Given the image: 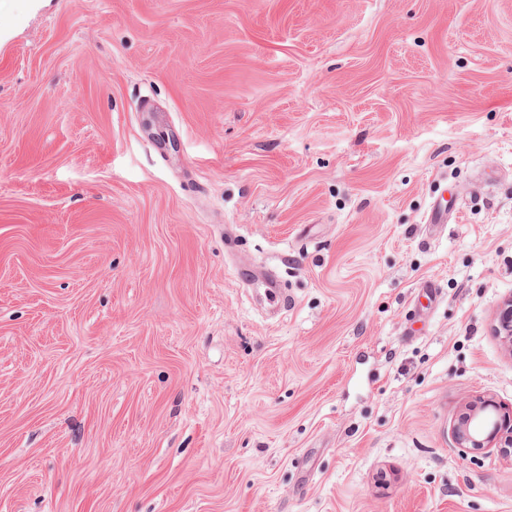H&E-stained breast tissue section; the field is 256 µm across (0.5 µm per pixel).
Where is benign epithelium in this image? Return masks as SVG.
<instances>
[{"mask_svg": "<svg viewBox=\"0 0 512 512\" xmlns=\"http://www.w3.org/2000/svg\"><path fill=\"white\" fill-rule=\"evenodd\" d=\"M497 332L512 353V296L500 307ZM452 435L457 447L465 450L498 448L507 453L512 447V407L492 398L476 397L465 403L452 426Z\"/></svg>", "mask_w": 512, "mask_h": 512, "instance_id": "obj_1", "label": "benign epithelium"}]
</instances>
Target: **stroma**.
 <instances>
[{
    "label": "stroma",
    "mask_w": 512,
    "mask_h": 512,
    "mask_svg": "<svg viewBox=\"0 0 512 512\" xmlns=\"http://www.w3.org/2000/svg\"><path fill=\"white\" fill-rule=\"evenodd\" d=\"M511 296L512 0H0V512H512ZM497 332L512 353V296L505 300L497 315ZM452 435L458 448L469 451L499 448L511 454L512 407L492 398L476 397L465 403L452 426Z\"/></svg>",
    "instance_id": "stroma-1"
}]
</instances>
